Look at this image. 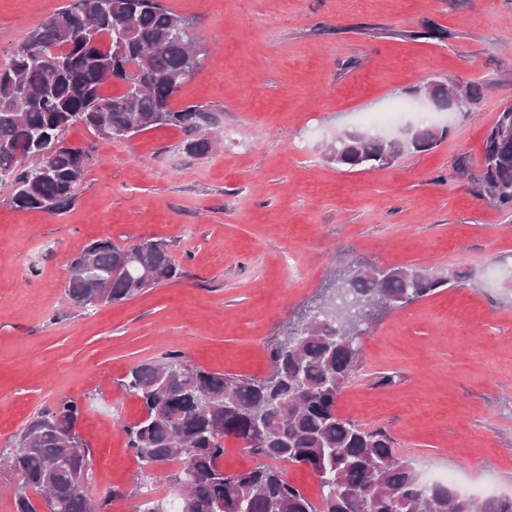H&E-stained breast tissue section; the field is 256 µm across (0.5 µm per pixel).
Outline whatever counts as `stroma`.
<instances>
[{
  "label": "stroma",
  "instance_id": "35a3bbf8",
  "mask_svg": "<svg viewBox=\"0 0 512 512\" xmlns=\"http://www.w3.org/2000/svg\"><path fill=\"white\" fill-rule=\"evenodd\" d=\"M72 0H0V59ZM205 56L172 100L214 112L216 152L183 132L128 143L83 125L72 203L19 210L0 185V464L41 412L73 397L92 448L90 492L138 512L157 471L123 430L142 414L121 383L171 350L200 367L264 378L269 352L339 263L418 265L452 286L383 313L336 411L385 428L398 457L454 471L473 495L512 496V211L478 191L483 138L512 103V0H164ZM478 83L469 112H431L447 133L387 170L324 158L368 112L418 109L428 80ZM166 242L185 275L119 304L73 305L69 262L91 241Z\"/></svg>",
  "mask_w": 512,
  "mask_h": 512
}]
</instances>
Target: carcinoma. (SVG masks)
<instances>
[{
  "instance_id": "1",
  "label": "carcinoma",
  "mask_w": 512,
  "mask_h": 512,
  "mask_svg": "<svg viewBox=\"0 0 512 512\" xmlns=\"http://www.w3.org/2000/svg\"><path fill=\"white\" fill-rule=\"evenodd\" d=\"M182 16L162 0H74L30 31L0 63V174L13 187L20 210L57 211L72 203L86 169V153L65 144L79 123L106 139L128 142L167 126L186 135L184 150L208 156L217 144L213 113L201 105L180 110L173 97L203 65L192 34L177 28ZM135 64L134 86L124 65ZM120 79L121 92L101 93ZM445 131L419 126L409 140L359 133L339 135L331 151L340 168L374 172L386 159L434 149ZM480 193L512 208V104L486 130ZM91 267L102 289L71 278L68 298L77 306L112 304L183 277L169 245L144 239L120 246L94 241L70 266ZM451 278L418 266H393L387 277L371 264L343 265L288 336L271 348V374L231 377L170 351L140 364L123 388L141 398L143 416L124 426L139 465H171L172 483L193 475L188 512H512V497L475 498L445 484H427L408 460L394 453L383 429L369 430L336 413V401L356 369L361 344L348 340L361 314L404 307L450 285ZM82 410L71 397L35 417L19 434L9 469L18 476L14 512H104L116 492L91 504L95 479L91 448L79 435ZM234 438L264 459L235 474L221 467L224 439ZM308 467L317 477L314 503L284 477L278 462Z\"/></svg>"
}]
</instances>
